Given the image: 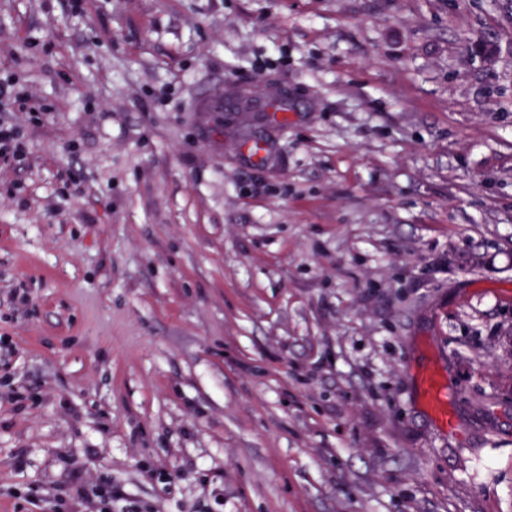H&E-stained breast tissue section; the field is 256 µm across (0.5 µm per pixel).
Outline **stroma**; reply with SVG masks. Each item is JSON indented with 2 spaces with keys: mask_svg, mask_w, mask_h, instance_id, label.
<instances>
[{
  "mask_svg": "<svg viewBox=\"0 0 512 512\" xmlns=\"http://www.w3.org/2000/svg\"><path fill=\"white\" fill-rule=\"evenodd\" d=\"M69 4L0 0V512H512V0ZM25 142L20 126L12 119H0V162L22 157ZM421 393L434 412L438 422L444 427L452 429L455 426V418L448 412L445 393L442 392L439 380L433 375L424 376L421 380ZM79 496L85 503V506L90 512H112V503L124 500V491L117 485L106 491L92 490V495H89L82 487L78 490Z\"/></svg>",
  "mask_w": 512,
  "mask_h": 512,
  "instance_id": "stroma-1",
  "label": "stroma"
}]
</instances>
